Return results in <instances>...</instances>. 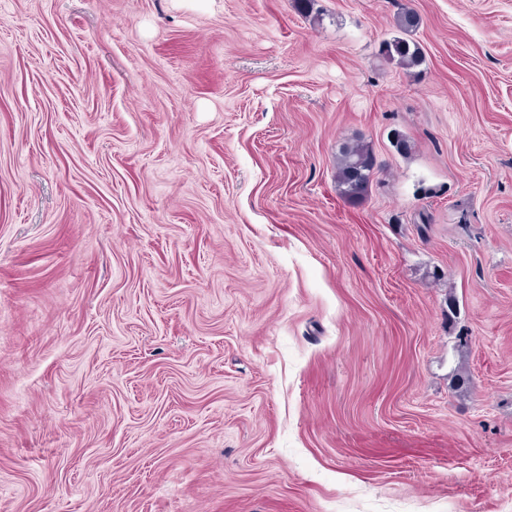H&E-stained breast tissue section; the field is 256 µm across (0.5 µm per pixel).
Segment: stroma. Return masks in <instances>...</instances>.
<instances>
[{"label": "stroma", "instance_id": "stroma-1", "mask_svg": "<svg viewBox=\"0 0 512 512\" xmlns=\"http://www.w3.org/2000/svg\"><path fill=\"white\" fill-rule=\"evenodd\" d=\"M0 512H512V0H0ZM412 47L409 41L403 38H395L385 42L383 52L390 60L398 61V64L405 69H410L421 64L422 56L419 47L414 43ZM376 159L361 141L343 143L336 154V187L348 201L362 199L369 189Z\"/></svg>", "mask_w": 512, "mask_h": 512}]
</instances>
